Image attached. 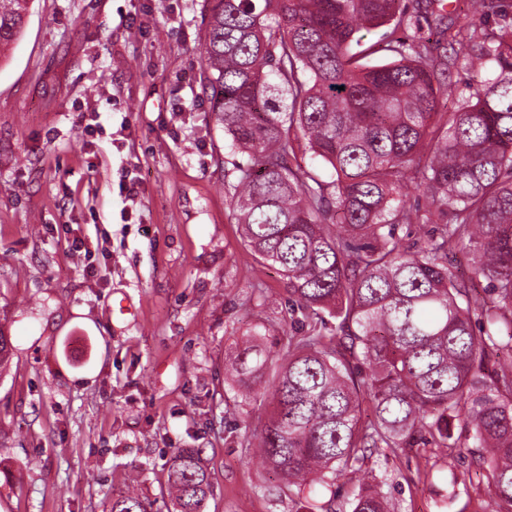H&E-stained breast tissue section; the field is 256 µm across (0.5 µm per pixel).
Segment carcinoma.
<instances>
[{"mask_svg": "<svg viewBox=\"0 0 512 512\" xmlns=\"http://www.w3.org/2000/svg\"><path fill=\"white\" fill-rule=\"evenodd\" d=\"M30 3L0 0V48L20 36ZM508 7L468 0L460 17L446 0H206L203 84L242 157L233 216L291 302L289 328L254 332L232 366L267 406L260 455L298 500L329 492L322 512H391L379 484L343 498L336 475L420 445L471 456L493 481L484 512H512ZM492 18L502 24L489 32ZM381 27L362 56L351 53L360 32ZM376 54L389 62H362ZM459 65L481 79L443 112ZM302 144L329 178L297 162ZM413 178L423 211L401 199ZM411 224L435 230L407 245L396 230ZM457 249L477 258L472 275L491 302L452 270ZM270 362L273 392H258ZM167 489L169 512H206L212 478L197 450L174 453ZM110 512L147 508L132 490Z\"/></svg>", "mask_w": 512, "mask_h": 512, "instance_id": "1", "label": "carcinoma"}]
</instances>
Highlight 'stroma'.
Listing matches in <instances>:
<instances>
[{
	"label": "stroma",
	"instance_id": "obj_1",
	"mask_svg": "<svg viewBox=\"0 0 512 512\" xmlns=\"http://www.w3.org/2000/svg\"><path fill=\"white\" fill-rule=\"evenodd\" d=\"M205 0H34L0 58V512H108L200 450L207 512H297L250 457L263 406L229 357L288 316L230 206L236 160L202 88ZM137 192H120V173ZM395 512H480L469 459L373 455Z\"/></svg>",
	"mask_w": 512,
	"mask_h": 512
}]
</instances>
